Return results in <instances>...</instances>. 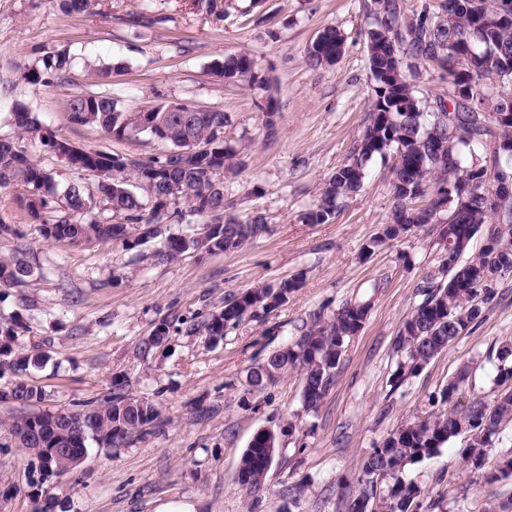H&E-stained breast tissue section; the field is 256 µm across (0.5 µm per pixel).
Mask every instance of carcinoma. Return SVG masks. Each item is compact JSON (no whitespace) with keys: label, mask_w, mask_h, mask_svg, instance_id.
I'll return each mask as SVG.
<instances>
[{"label":"carcinoma","mask_w":512,"mask_h":512,"mask_svg":"<svg viewBox=\"0 0 512 512\" xmlns=\"http://www.w3.org/2000/svg\"><path fill=\"white\" fill-rule=\"evenodd\" d=\"M95 0H57L66 15L86 13ZM442 12L424 8L406 15L398 0H388L387 16L377 17L365 31L367 64L374 82L366 126L353 148L352 159L336 168L324 182L312 208L300 215L305 224H331L346 201L360 191L369 163L387 153L401 155L393 167L391 219L384 235L370 239L375 249L399 238L413 227L436 223L438 195L444 187L464 185L467 202L454 207L440 239L448 242L438 273L426 275L417 285L421 301L399 328L395 339L400 360L394 372L395 384L415 376L461 333L484 320V310L497 294L501 279L512 274V199L491 202L490 187L496 181L512 180V124L502 126L488 120L499 111L500 77L512 76V17L499 13V0H451ZM343 50V36L328 26L308 47V58L316 67L333 66ZM438 62L448 72L451 87L460 95L449 96L434 111L422 107L421 98L407 73L412 65ZM70 59L64 53L48 54L20 72L22 81L38 84L49 78L68 80ZM475 74H470V71ZM210 73L220 81L262 83L256 61L245 52L213 60ZM184 103H165L151 112V124L140 128L138 113L130 112L118 100L100 92H79L67 102L70 121L79 126L98 127L108 137L127 139L145 132L164 143L167 150L144 159L102 150H79L60 156L75 170H98L96 192L79 185L64 195L65 205L48 219L54 194L52 174L18 150L14 142L0 138V187L28 186L21 199L33 223L46 242L60 240H113L131 230L137 239L159 240L153 253L158 263L179 259L186 253L219 255L243 248L267 232L266 219L256 214L245 222L226 215L232 204L224 198V178L238 174L237 152L224 145L222 112H188ZM17 130L49 146L53 135L18 104L14 108ZM145 186L147 196L130 189V183ZM178 190L171 191V186ZM121 218L118 223L94 216L97 203ZM189 213L209 218L206 234L174 233L167 224ZM483 233V244L470 253L471 242ZM33 267L16 255L0 259V287H20L30 282ZM274 288L260 286L243 291L250 297L245 308L237 295L224 299V306L204 324L206 335L221 341L224 327L237 325L246 309L263 306ZM369 304L347 302L331 315L318 311L298 330L293 343L275 351L267 365L283 375L298 370L303 376L304 404L316 408L328 394L350 340L362 329ZM20 321L0 322V367L29 373L42 367L44 353L18 347ZM499 362L498 383L507 386L489 405L480 398L465 408L456 406L457 395L468 370L448 380L430 399L433 410L415 421L401 424L382 444L364 457L361 474L348 509L364 506L362 512H421L420 490L401 478L404 468L436 454L452 438L467 435L464 456L480 469L488 448L501 426L512 422V341L501 342L495 350ZM265 365V366H267ZM265 366L247 373V385L254 390L266 386ZM44 391L19 383L0 392V401L28 408L13 418L11 432L22 437L18 445L42 462L50 474L61 475L76 468L74 461L88 452V441L117 446L133 433L154 422L159 410L153 402L125 393L108 396L98 405L70 411L39 408ZM273 463L265 436L253 437L241 456L237 482L247 496L259 499L266 492V478Z\"/></svg>","instance_id":"cac0c4a2"}]
</instances>
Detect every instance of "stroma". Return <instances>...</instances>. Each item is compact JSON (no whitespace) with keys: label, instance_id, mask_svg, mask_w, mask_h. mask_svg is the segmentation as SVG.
I'll return each instance as SVG.
<instances>
[{"label":"stroma","instance_id":"35a3bbf8","mask_svg":"<svg viewBox=\"0 0 512 512\" xmlns=\"http://www.w3.org/2000/svg\"><path fill=\"white\" fill-rule=\"evenodd\" d=\"M370 0H232L224 18L198 0H97L92 13L63 14L54 0H0V138L49 170L57 194L71 184L95 191L96 176L72 169L35 138H18L15 104H23L57 138L84 149L148 158L164 145L141 133L120 141L68 119L66 103L81 91H106L132 111L181 102L226 113L225 144L241 148L239 175L226 178L224 196L239 220L262 213L267 233L242 249L206 257L187 254L157 264L156 241L47 243L19 205L22 185L0 189V222L16 235L0 237V256L20 251L32 265L28 285L0 287V319L21 316V347L49 356L26 375L0 369V392L20 382L41 387L44 406L76 411L98 405L114 390L155 403L157 421L124 444H90L76 469L44 483L55 512H344L358 463L402 423L429 409L428 397L468 363L476 368L460 402L501 393L489 354L512 340V277L501 280L485 319L462 333L414 377L391 384L394 339L419 303L417 286L437 269L438 227L411 229L364 253L391 216L392 162L374 159L363 189L335 222L304 224L301 213L323 182L348 162L373 96L365 31ZM344 37L339 62L312 67L307 49L325 26ZM59 50L72 58L67 83L19 81L24 66ZM245 51L266 78L248 88L216 81L211 62ZM114 70L93 79L89 63ZM274 103V115L263 107ZM274 136H267L266 120ZM300 279L271 312L228 327L219 345L198 327L225 297L261 284ZM366 302L365 324L350 342L318 409H307L302 380L291 371L259 391L246 370L264 362L296 335L310 314ZM172 323L164 345L145 348L155 325ZM19 411L0 402V512H31L34 459L18 448L8 423ZM270 428L279 453L256 509L236 480L240 456L254 434ZM457 437L438 454L405 467L402 477L439 500L435 512H512V476L499 475L512 457V426L473 470ZM300 484L299 499L288 486Z\"/></svg>","mask_w":512,"mask_h":512}]
</instances>
